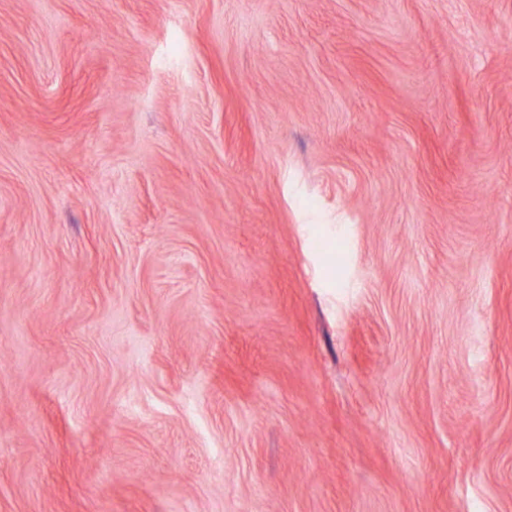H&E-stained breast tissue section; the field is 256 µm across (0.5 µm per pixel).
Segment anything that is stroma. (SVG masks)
I'll return each instance as SVG.
<instances>
[{"label":"stroma","instance_id":"35a3bbf8","mask_svg":"<svg viewBox=\"0 0 512 512\" xmlns=\"http://www.w3.org/2000/svg\"><path fill=\"white\" fill-rule=\"evenodd\" d=\"M0 512H512V0H0Z\"/></svg>","mask_w":512,"mask_h":512}]
</instances>
